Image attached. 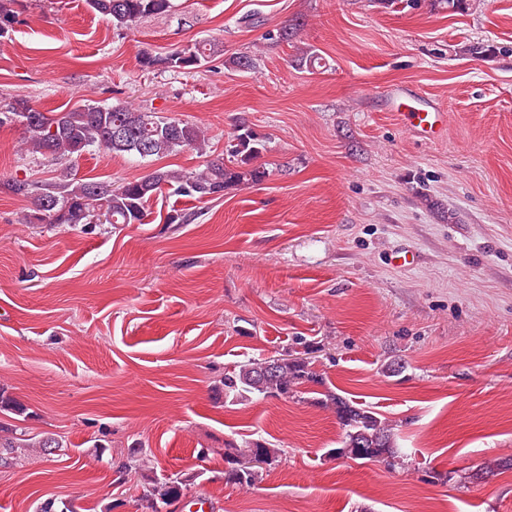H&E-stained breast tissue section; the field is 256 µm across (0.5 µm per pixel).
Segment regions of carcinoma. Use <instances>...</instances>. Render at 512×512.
I'll list each match as a JSON object with an SVG mask.
<instances>
[{"mask_svg": "<svg viewBox=\"0 0 512 512\" xmlns=\"http://www.w3.org/2000/svg\"><path fill=\"white\" fill-rule=\"evenodd\" d=\"M14 0H0V35L8 31L15 15ZM432 7L452 13L470 9L472 0H431ZM96 13L108 17L116 29H129L138 21L170 12L171 0H86ZM220 53L211 43L173 51L164 56L145 53L140 65L145 70L177 72L204 65ZM17 121L23 128V142L31 154L43 157L67 156L79 159L94 149L114 155H130L142 160L177 152L185 147L206 151L208 138L201 127L178 118L143 112L122 104H84L47 115L34 109L25 99H16L0 112V127ZM260 142L249 126L240 124L226 146L227 161L213 159L195 173L154 171L147 176L118 182L75 181L59 178L43 185L34 197L32 217L39 224H89L99 211L109 217L107 223L140 224L147 216V203L164 186L178 195L199 200L224 195L241 185L257 184L266 178L261 167L251 165L259 153ZM302 384L325 385L324 378L305 358L286 354L261 360H249L224 374V398L288 396ZM321 403L331 407L343 430L341 447L332 453L350 459L375 461L387 455L390 461L400 453L394 427L377 413L342 397L332 390L324 392ZM54 436L37 441L20 428L0 424V465L9 463L17 448H60ZM262 456L270 466L281 457L280 449L255 439L240 446L224 442V482L251 486L261 476L262 467L252 464ZM193 478L179 473L155 480L143 489L139 506L145 512H178L181 497ZM36 512H80L72 501L48 499Z\"/></svg>", "mask_w": 512, "mask_h": 512, "instance_id": "carcinoma-1", "label": "carcinoma"}]
</instances>
